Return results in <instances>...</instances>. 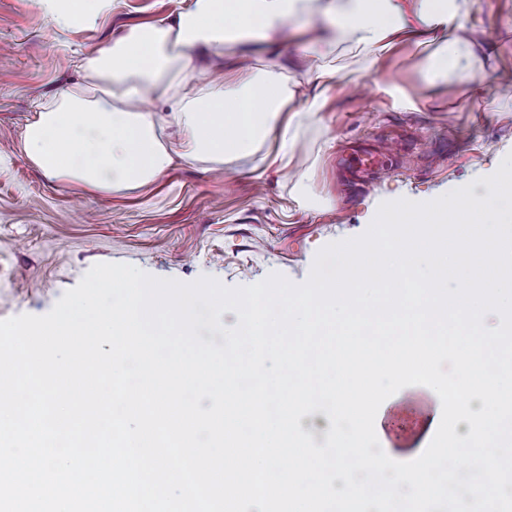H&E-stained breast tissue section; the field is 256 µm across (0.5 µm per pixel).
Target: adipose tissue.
Listing matches in <instances>:
<instances>
[{
	"mask_svg": "<svg viewBox=\"0 0 512 512\" xmlns=\"http://www.w3.org/2000/svg\"><path fill=\"white\" fill-rule=\"evenodd\" d=\"M173 19L129 26L107 46L84 56L82 83L35 103L19 147L51 179L77 184L104 197L155 182L175 161L223 165L252 155L258 143L279 135L282 156L295 154L297 132L323 108L322 93L304 92L303 105L282 119L293 97L285 62L269 55L263 66L247 62L228 81L206 80L195 54L223 60L251 42L293 38L311 0H178ZM54 29L95 24L113 0H38ZM342 35L367 62L390 52L401 36L438 43L429 55L435 74L480 65L460 52L469 28L449 0H327ZM438 399L424 387L406 388L383 415L391 422L407 411L425 422L437 416Z\"/></svg>",
	"mask_w": 512,
	"mask_h": 512,
	"instance_id": "ef3b65f1",
	"label": "adipose tissue"
}]
</instances>
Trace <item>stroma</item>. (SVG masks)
Instances as JSON below:
<instances>
[{
	"mask_svg": "<svg viewBox=\"0 0 512 512\" xmlns=\"http://www.w3.org/2000/svg\"><path fill=\"white\" fill-rule=\"evenodd\" d=\"M456 5L484 22L473 40L498 47L475 73L430 82L425 51L409 43L367 69L368 97L347 86L365 69L349 43L289 67L291 85L310 69L336 72L319 119L299 133L306 179L260 166L277 151L270 138L254 156L225 160L223 172L178 161L149 188L104 200L46 178L19 135L35 100L79 80V56L126 26L171 15L176 0H118L93 26L65 33L35 0H0V319L47 314L98 263L186 284L208 276L231 289L274 274L301 284L317 253L363 235L383 202H427L468 184L483 195L480 177L512 152V31L501 24L512 0ZM363 151L379 162L351 175L344 160Z\"/></svg>",
	"mask_w": 512,
	"mask_h": 512,
	"instance_id": "obj_1",
	"label": "stroma"
}]
</instances>
